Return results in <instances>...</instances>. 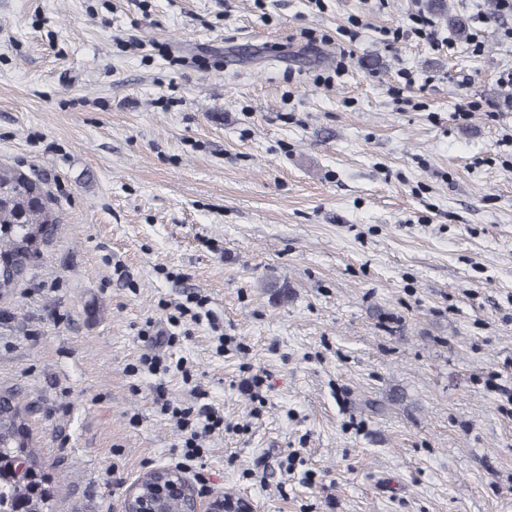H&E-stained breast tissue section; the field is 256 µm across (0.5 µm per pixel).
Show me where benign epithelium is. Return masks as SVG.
<instances>
[{
	"instance_id": "7a95c632",
	"label": "benign epithelium",
	"mask_w": 512,
	"mask_h": 512,
	"mask_svg": "<svg viewBox=\"0 0 512 512\" xmlns=\"http://www.w3.org/2000/svg\"><path fill=\"white\" fill-rule=\"evenodd\" d=\"M154 482L153 489L159 494L167 491L177 493L184 500V512H228L231 504L224 496H203L181 471L169 468H153L143 472L127 491L122 512H156L154 504L141 495V484Z\"/></svg>"
}]
</instances>
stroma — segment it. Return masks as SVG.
<instances>
[{
	"mask_svg": "<svg viewBox=\"0 0 512 512\" xmlns=\"http://www.w3.org/2000/svg\"><path fill=\"white\" fill-rule=\"evenodd\" d=\"M448 4L437 47L427 0H0V163L59 216L0 387L52 512L159 466L243 512H512V13ZM193 293L190 379L149 372ZM161 389L224 412L194 462ZM428 9L448 20V28L459 38L464 39L468 35L465 20L457 14L451 12L447 0H428ZM188 304H194L193 307H189L186 304H180L177 306L178 316L170 315L167 318L168 325L173 328L179 327L182 322L181 319L185 316L190 317V321L198 324L203 321L205 318L208 322L211 320V310L207 309L208 299L206 297L198 296V295H189L186 299Z\"/></svg>",
	"mask_w": 512,
	"mask_h": 512,
	"instance_id": "stroma-1",
	"label": "stroma"
}]
</instances>
